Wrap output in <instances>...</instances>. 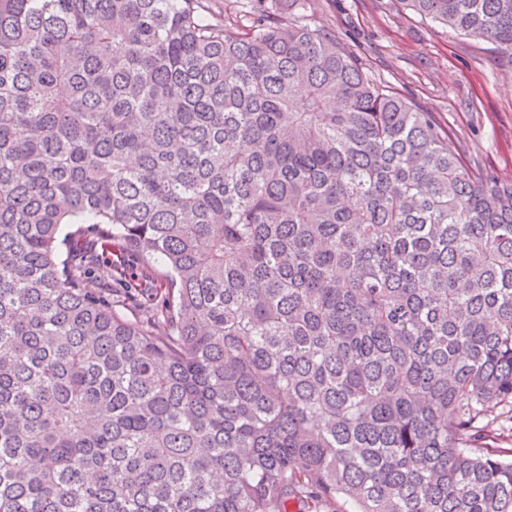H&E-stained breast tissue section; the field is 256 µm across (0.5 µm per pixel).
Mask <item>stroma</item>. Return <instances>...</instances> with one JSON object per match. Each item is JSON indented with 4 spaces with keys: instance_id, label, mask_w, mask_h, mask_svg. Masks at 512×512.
Masks as SVG:
<instances>
[{
    "instance_id": "1",
    "label": "stroma",
    "mask_w": 512,
    "mask_h": 512,
    "mask_svg": "<svg viewBox=\"0 0 512 512\" xmlns=\"http://www.w3.org/2000/svg\"><path fill=\"white\" fill-rule=\"evenodd\" d=\"M371 77L433 113L466 164L512 181V61L494 43L405 9L401 0H306Z\"/></svg>"
}]
</instances>
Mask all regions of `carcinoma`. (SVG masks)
<instances>
[{
	"instance_id": "1",
	"label": "carcinoma",
	"mask_w": 512,
	"mask_h": 512,
	"mask_svg": "<svg viewBox=\"0 0 512 512\" xmlns=\"http://www.w3.org/2000/svg\"><path fill=\"white\" fill-rule=\"evenodd\" d=\"M449 133L304 0H0V512H512V182ZM79 264L80 268L90 277L91 287L97 288L102 296L110 298L112 289L114 295L119 294L120 290L116 288H122V286L112 277V267L101 256V253L88 249L87 252L81 254Z\"/></svg>"
}]
</instances>
